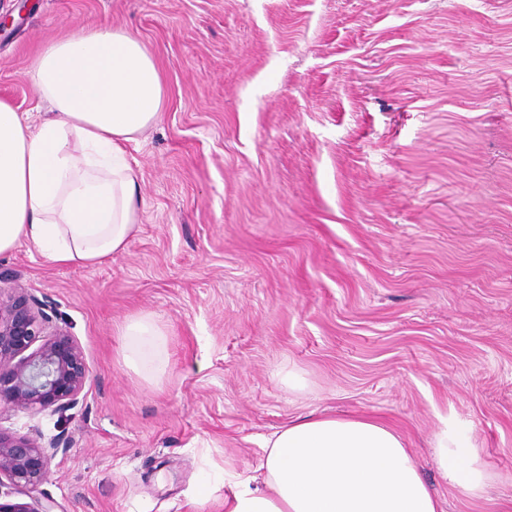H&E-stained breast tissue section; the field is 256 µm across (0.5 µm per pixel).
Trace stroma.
<instances>
[{"mask_svg": "<svg viewBox=\"0 0 512 512\" xmlns=\"http://www.w3.org/2000/svg\"><path fill=\"white\" fill-rule=\"evenodd\" d=\"M0 15V100L18 111L42 103V44L104 25L164 85L130 149L145 206L126 250L93 266L0 254V279L52 306L89 367L70 414L0 409V430L71 439L39 498L224 512L225 464L255 471L265 437L316 411L396 429L445 512H512V0H0ZM137 314L167 335L155 382L119 354ZM443 416L494 473L485 498L441 480Z\"/></svg>", "mask_w": 512, "mask_h": 512, "instance_id": "stroma-1", "label": "stroma"}]
</instances>
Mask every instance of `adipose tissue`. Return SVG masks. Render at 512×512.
Here are the masks:
<instances>
[{
	"mask_svg": "<svg viewBox=\"0 0 512 512\" xmlns=\"http://www.w3.org/2000/svg\"><path fill=\"white\" fill-rule=\"evenodd\" d=\"M28 74L51 110L38 118L0 100V253L27 243L58 265L103 263L139 222L129 148L160 118L161 72L137 38L105 27L45 44ZM117 334L127 367L166 372V335L151 316ZM262 451L260 475L225 468L224 512H443L414 451L377 420L313 412ZM434 453L459 495H485L494 475L457 422L442 420Z\"/></svg>",
	"mask_w": 512,
	"mask_h": 512,
	"instance_id": "ef3b65f1",
	"label": "adipose tissue"
}]
</instances>
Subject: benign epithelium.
Masks as SVG:
<instances>
[{
    "label": "benign epithelium",
    "instance_id": "benign-epithelium-1",
    "mask_svg": "<svg viewBox=\"0 0 512 512\" xmlns=\"http://www.w3.org/2000/svg\"><path fill=\"white\" fill-rule=\"evenodd\" d=\"M57 313L22 288L0 286V406L33 414H65L84 401L88 367L75 336L56 324ZM40 346L29 351L35 343ZM70 444L59 434L48 444L0 431V478L26 503L2 504L0 512H52L35 496L49 479L51 460Z\"/></svg>",
    "mask_w": 512,
    "mask_h": 512
}]
</instances>
